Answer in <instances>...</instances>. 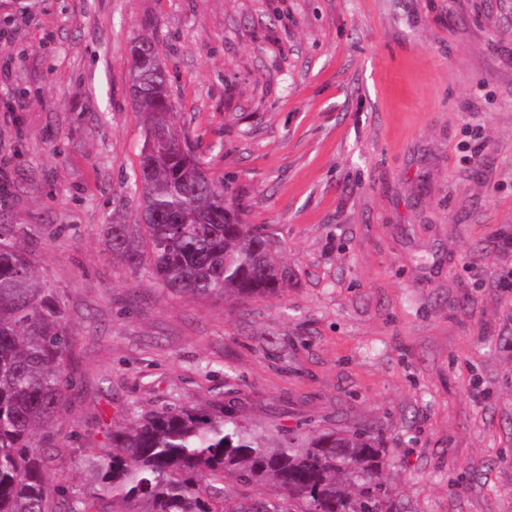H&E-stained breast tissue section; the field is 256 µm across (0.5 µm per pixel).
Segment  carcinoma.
Wrapping results in <instances>:
<instances>
[{
    "label": "carcinoma",
    "instance_id": "cac0c4a2",
    "mask_svg": "<svg viewBox=\"0 0 512 512\" xmlns=\"http://www.w3.org/2000/svg\"><path fill=\"white\" fill-rule=\"evenodd\" d=\"M130 81L145 135L134 188L146 224H109L112 255L152 269L195 297L280 296L288 269L273 233L248 224L224 187L181 142L154 42L130 48ZM24 231L0 225V512H395L382 481L388 458L372 429L290 434L273 445L233 404H167L112 429L91 500L57 481L54 449L36 440L62 412L73 336L57 293L37 280ZM272 485L277 493L262 492Z\"/></svg>",
    "mask_w": 512,
    "mask_h": 512
}]
</instances>
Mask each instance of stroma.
<instances>
[{"label": "stroma", "instance_id": "35a3bbf8", "mask_svg": "<svg viewBox=\"0 0 512 512\" xmlns=\"http://www.w3.org/2000/svg\"><path fill=\"white\" fill-rule=\"evenodd\" d=\"M140 38L283 295L174 294L107 250L142 221ZM0 224L75 338L49 441L78 496L113 427L231 400L275 441L380 428L397 512H512V0H0Z\"/></svg>", "mask_w": 512, "mask_h": 512}]
</instances>
